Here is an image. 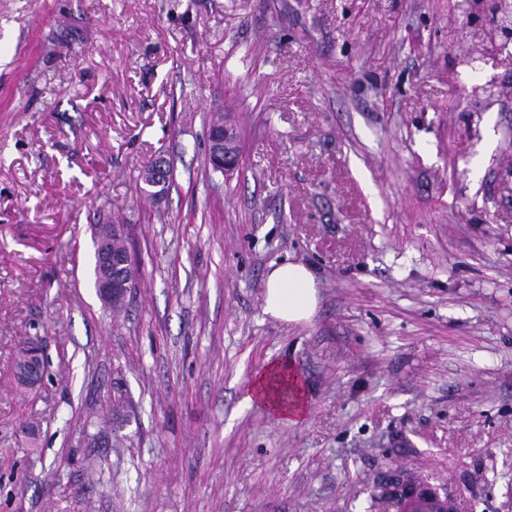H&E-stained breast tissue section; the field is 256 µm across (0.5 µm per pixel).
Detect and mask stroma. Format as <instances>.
<instances>
[{
  "instance_id": "1",
  "label": "stroma",
  "mask_w": 512,
  "mask_h": 512,
  "mask_svg": "<svg viewBox=\"0 0 512 512\" xmlns=\"http://www.w3.org/2000/svg\"><path fill=\"white\" fill-rule=\"evenodd\" d=\"M458 2L0 0V512H385L394 467L512 512V67L464 66L497 16ZM116 215L118 311L92 242ZM288 261L305 323L263 312ZM279 358L296 424L240 405ZM223 113L217 118L213 115L209 127L224 123V127L216 128L208 132L210 158L213 161L214 171L225 175L232 174L237 168L235 145L236 130L224 120ZM127 235L124 230L116 232L113 228L112 234V246L115 250L126 251L127 247ZM93 240L98 246V257L100 262V275L97 281L96 292L98 297L106 304H123L126 301L127 296L133 288V282L129 278L130 271L133 270L134 264L131 259L129 249L126 254L115 257L108 252L107 247L104 243H100L95 237ZM112 264V278L109 277L106 268ZM121 269V272L113 275V270ZM271 267L262 301L263 312L288 323L308 320L318 303L312 272L305 265L293 262ZM23 349L27 356V366L21 374L13 376L16 386L23 392L37 393L45 387V351L38 336L29 338Z\"/></svg>"
}]
</instances>
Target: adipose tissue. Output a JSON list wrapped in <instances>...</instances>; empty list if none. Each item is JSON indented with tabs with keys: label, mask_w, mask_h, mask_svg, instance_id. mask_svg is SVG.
<instances>
[{
	"label": "adipose tissue",
	"mask_w": 512,
	"mask_h": 512,
	"mask_svg": "<svg viewBox=\"0 0 512 512\" xmlns=\"http://www.w3.org/2000/svg\"><path fill=\"white\" fill-rule=\"evenodd\" d=\"M317 303L316 282L308 267L293 262L272 266L262 301L265 314L288 323L303 322L313 315ZM241 402L249 408H263L287 424L308 414L304 380L285 359L269 362L257 371Z\"/></svg>",
	"instance_id": "ef3b65f1"
}]
</instances>
